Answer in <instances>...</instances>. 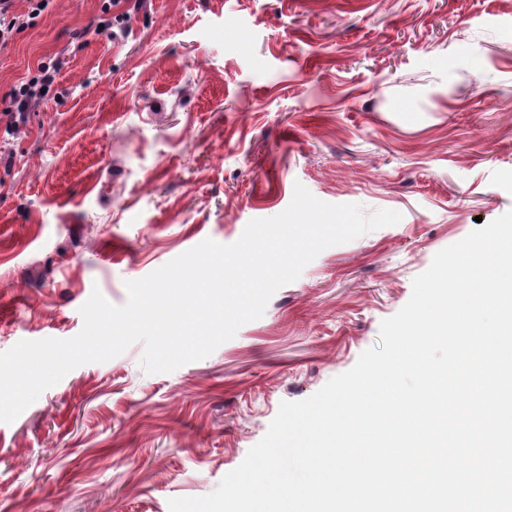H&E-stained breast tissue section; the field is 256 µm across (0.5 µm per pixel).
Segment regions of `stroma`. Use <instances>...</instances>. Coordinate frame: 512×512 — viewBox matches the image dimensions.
Here are the masks:
<instances>
[{
	"instance_id": "stroma-1",
	"label": "stroma",
	"mask_w": 512,
	"mask_h": 512,
	"mask_svg": "<svg viewBox=\"0 0 512 512\" xmlns=\"http://www.w3.org/2000/svg\"><path fill=\"white\" fill-rule=\"evenodd\" d=\"M53 0L0 51V95L59 57L0 166V352L69 339L93 290L289 205L393 226L323 250L259 320L171 373L134 343L0 423V512H168L240 465L279 405L381 343L434 255L512 209V0H146L124 35Z\"/></svg>"
}]
</instances>
